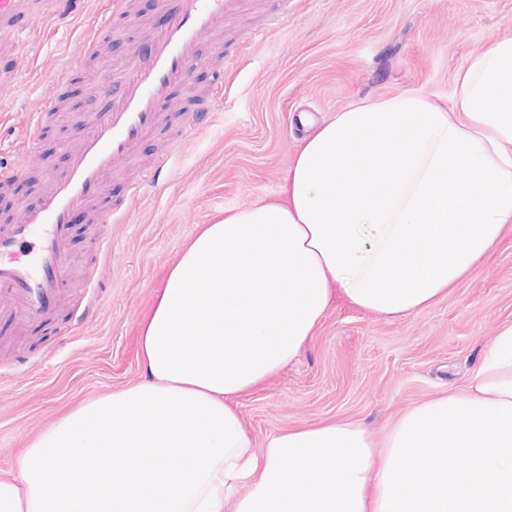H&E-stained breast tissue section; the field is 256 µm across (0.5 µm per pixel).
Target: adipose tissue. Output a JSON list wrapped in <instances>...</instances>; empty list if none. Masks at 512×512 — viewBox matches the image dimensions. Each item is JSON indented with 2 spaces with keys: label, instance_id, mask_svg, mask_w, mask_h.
I'll return each instance as SVG.
<instances>
[{
  "label": "adipose tissue",
  "instance_id": "1",
  "mask_svg": "<svg viewBox=\"0 0 512 512\" xmlns=\"http://www.w3.org/2000/svg\"><path fill=\"white\" fill-rule=\"evenodd\" d=\"M454 107L420 92L309 114L277 200L202 225L140 330L141 377L90 401L0 479V512H512V324L461 388L376 445L357 422L255 451L235 400L298 358L336 295L427 309L512 224V35Z\"/></svg>",
  "mask_w": 512,
  "mask_h": 512
}]
</instances>
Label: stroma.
I'll return each mask as SVG.
<instances>
[{"label": "stroma", "instance_id": "1", "mask_svg": "<svg viewBox=\"0 0 512 512\" xmlns=\"http://www.w3.org/2000/svg\"><path fill=\"white\" fill-rule=\"evenodd\" d=\"M136 25L111 40L113 57L136 53L144 29L164 23L144 0H128ZM110 0H84L59 16L52 0H28L29 26L0 36V165L26 142L33 112L56 93L61 58L83 80L86 29ZM512 34V0H254L207 40L179 90L183 102L211 103L192 138L179 122L150 135L109 186L117 223L109 252L95 225L72 228L71 292L51 321L22 333L0 328V475L18 472L22 452L81 404L140 377L139 328L164 286L167 268L198 225L277 199L305 135L300 113L315 120L367 98L420 91L451 107L455 76L468 59ZM79 124L57 113L14 182L16 197L36 199L47 169L65 164L61 141ZM149 191L127 188L155 165ZM105 286L84 314L88 268ZM512 323V231L498 249L430 308L400 319L337 300L297 361L252 393L239 410L255 449L282 431L333 421L362 422L382 440L412 405L464 386L485 344Z\"/></svg>", "mask_w": 512, "mask_h": 512}]
</instances>
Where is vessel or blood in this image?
Returning <instances> with one entry per match:
<instances>
[{
  "mask_svg": "<svg viewBox=\"0 0 512 512\" xmlns=\"http://www.w3.org/2000/svg\"><path fill=\"white\" fill-rule=\"evenodd\" d=\"M23 2L0 0V32L24 21ZM250 3L158 0L167 17L163 28L145 32L142 50L120 70L95 74L100 106L82 118L83 136L68 150L65 167L35 203H19L15 221L0 224V322L28 327L53 312L69 285L73 214L83 210L91 223H111L114 211L105 199L115 166L128 160L148 133L165 130L175 92L203 41ZM129 20L124 0H113L107 19L84 33L85 54L106 53L112 31Z\"/></svg>",
  "mask_w": 512,
  "mask_h": 512,
  "instance_id": "obj_1",
  "label": "vessel or blood"
}]
</instances>
